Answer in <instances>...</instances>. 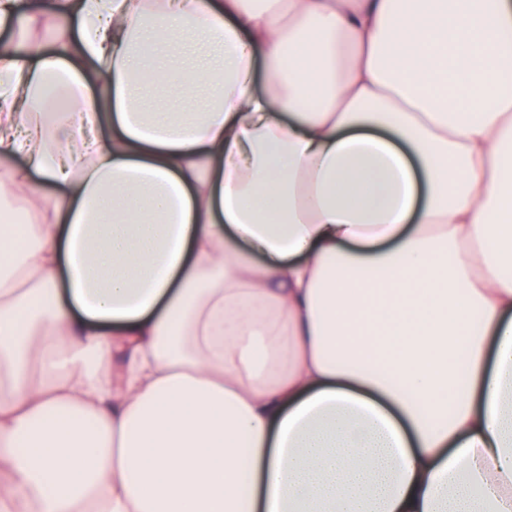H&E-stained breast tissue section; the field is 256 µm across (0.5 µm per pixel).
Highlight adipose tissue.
I'll return each mask as SVG.
<instances>
[{"mask_svg": "<svg viewBox=\"0 0 512 512\" xmlns=\"http://www.w3.org/2000/svg\"><path fill=\"white\" fill-rule=\"evenodd\" d=\"M0 27V512H512V0Z\"/></svg>", "mask_w": 512, "mask_h": 512, "instance_id": "adipose-tissue-1", "label": "adipose tissue"}]
</instances>
